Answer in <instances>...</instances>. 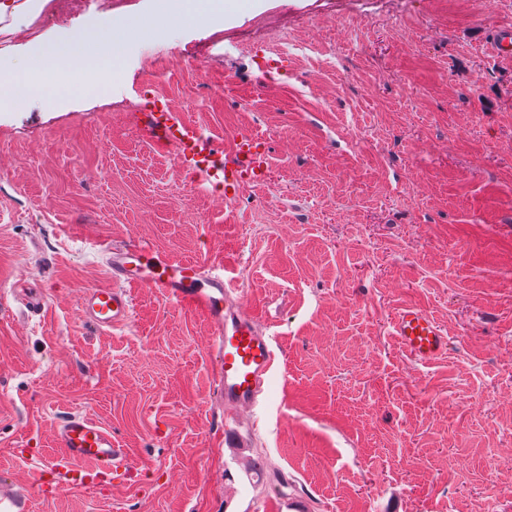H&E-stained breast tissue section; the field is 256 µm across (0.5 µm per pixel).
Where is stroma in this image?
Returning <instances> with one entry per match:
<instances>
[{
	"instance_id": "35a3bbf8",
	"label": "stroma",
	"mask_w": 512,
	"mask_h": 512,
	"mask_svg": "<svg viewBox=\"0 0 512 512\" xmlns=\"http://www.w3.org/2000/svg\"><path fill=\"white\" fill-rule=\"evenodd\" d=\"M151 0L49 12L26 45L109 29L98 85L0 111V512H512V0H265L170 28ZM283 59L262 72L259 56ZM231 147L259 136L267 181L198 187L136 124L157 105ZM223 263L278 354L264 402L224 440L211 327L133 289L129 324L78 307L109 285L105 245ZM40 287L30 314L19 290ZM426 308L448 353L390 333ZM94 418L136 469L63 486L55 430ZM260 469L245 473L242 458ZM489 45L493 53L500 58H512V24H501L489 34ZM391 334L408 357L427 363L448 351V336L430 313L408 304L398 309L391 321Z\"/></svg>"
}]
</instances>
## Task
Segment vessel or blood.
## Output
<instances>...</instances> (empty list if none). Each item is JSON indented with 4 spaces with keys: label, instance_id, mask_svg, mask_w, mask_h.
Wrapping results in <instances>:
<instances>
[{
    "label": "vessel or blood",
    "instance_id": "vessel-or-blood-1",
    "mask_svg": "<svg viewBox=\"0 0 512 512\" xmlns=\"http://www.w3.org/2000/svg\"><path fill=\"white\" fill-rule=\"evenodd\" d=\"M489 45L500 58H512V24H501L489 35ZM141 127L170 153L180 169L224 188L233 197L244 181H264L269 156L258 137L237 135L232 150L219 152L214 139L197 124L169 110L146 114ZM110 286L85 289L80 298L83 317L98 327L117 328L133 316L135 288H149L166 298L200 312L212 328V346L217 353L215 392L225 407L255 408L263 399L277 355L270 336L244 306L238 280L224 277L211 266L171 257L145 241L117 243L107 250ZM391 334L408 357L427 363L448 350V338L438 322L420 306L398 309L391 321ZM61 450L53 462L63 479L77 477L85 487L98 478L127 470L128 453L112 433L92 418L75 414L58 426ZM85 462L72 474L71 461Z\"/></svg>",
    "mask_w": 512,
    "mask_h": 512
}]
</instances>
